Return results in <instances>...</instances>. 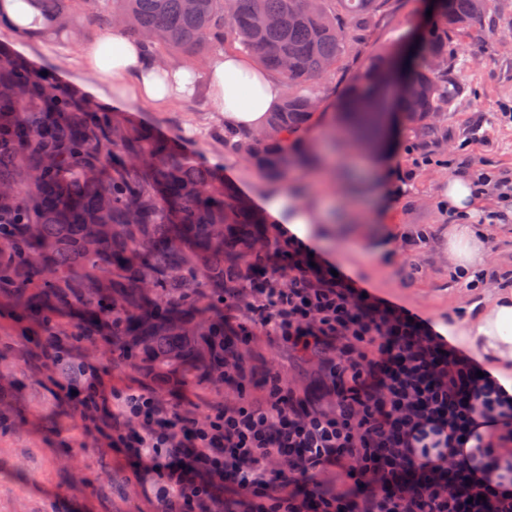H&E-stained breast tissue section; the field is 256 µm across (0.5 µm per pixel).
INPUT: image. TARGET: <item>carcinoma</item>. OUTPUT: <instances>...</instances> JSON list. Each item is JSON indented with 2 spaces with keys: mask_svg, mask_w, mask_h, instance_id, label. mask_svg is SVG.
<instances>
[{
  "mask_svg": "<svg viewBox=\"0 0 512 512\" xmlns=\"http://www.w3.org/2000/svg\"><path fill=\"white\" fill-rule=\"evenodd\" d=\"M350 18L344 26L329 2ZM0 0V24L30 35L77 32L83 22L120 28L149 55L192 62L233 46L278 73L288 92L266 129L224 131V148L266 178L311 166L302 139L319 96L312 81L359 59L388 0ZM495 0H432L417 37L382 46L346 80L348 139L382 115L387 86L401 83V123L438 136L464 93L469 62L457 37ZM268 218L211 169L151 131L79 102L0 51V302L47 337L101 334L115 367L138 366L176 387L224 383L228 277L260 260Z\"/></svg>",
  "mask_w": 512,
  "mask_h": 512,
  "instance_id": "cac0c4a2",
  "label": "carcinoma"
}]
</instances>
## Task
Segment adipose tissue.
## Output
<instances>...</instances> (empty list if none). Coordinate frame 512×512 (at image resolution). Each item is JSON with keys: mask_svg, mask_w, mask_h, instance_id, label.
Wrapping results in <instances>:
<instances>
[{"mask_svg": "<svg viewBox=\"0 0 512 512\" xmlns=\"http://www.w3.org/2000/svg\"><path fill=\"white\" fill-rule=\"evenodd\" d=\"M79 65L85 71L104 73L124 95L157 109L193 95L196 88L192 68L163 70L146 56L138 40L118 31L85 46ZM207 81L214 104L224 114L225 126L249 132L266 124L285 94L281 80L236 52L216 55ZM265 210L274 223L284 225L302 240L314 241L325 232L324 216L318 207L280 197L266 200ZM488 238V231L452 224L442 235V253L452 268L474 271L486 259ZM465 319L462 327L440 326V333L458 337L465 347L485 356L494 376L512 393V289H496L467 304Z\"/></svg>", "mask_w": 512, "mask_h": 512, "instance_id": "ef3b65f1", "label": "adipose tissue"}]
</instances>
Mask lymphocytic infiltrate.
<instances>
[{
  "mask_svg": "<svg viewBox=\"0 0 512 512\" xmlns=\"http://www.w3.org/2000/svg\"><path fill=\"white\" fill-rule=\"evenodd\" d=\"M512 214V173L447 161ZM278 261L224 298V376L255 332L315 360L324 404L271 363L261 401L197 418L142 385L112 390L78 365L73 402L103 414L158 512H512V395L434 320L367 290L314 245L277 231Z\"/></svg>",
  "mask_w": 512,
  "mask_h": 512,
  "instance_id": "f902f5d3",
  "label": "lymphocytic infiltrate"
}]
</instances>
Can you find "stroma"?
<instances>
[{
    "label": "stroma",
    "mask_w": 512,
    "mask_h": 512,
    "mask_svg": "<svg viewBox=\"0 0 512 512\" xmlns=\"http://www.w3.org/2000/svg\"><path fill=\"white\" fill-rule=\"evenodd\" d=\"M426 0H391L376 26L363 37L370 47L401 42L424 25ZM103 31L85 25L74 40L41 39L0 27V48L23 58L35 73H46L59 87L78 90L93 107L115 117L145 125L172 141L180 152L195 156L216 170L225 183L260 207L270 192L304 191L314 202L330 188L311 170L290 172L281 182L264 181L250 162L224 147V117L212 102L207 85V60L195 62L198 90L158 110L150 104L112 93L107 82L85 76L78 67L81 48L103 38ZM462 44L472 59L466 91L444 119L448 138L437 141L421 128H396V155L390 167H402L409 177L401 188L387 186L380 211L362 233L340 231L324 247L333 262L343 265L376 293L416 309L423 316L447 313L451 282L448 264L436 256V234L448 223L443 191L447 169L419 164L421 153L447 156L468 140V156L491 168L512 171V124L501 121L503 106H512V0H496L490 21L475 24ZM321 100L308 135L317 150L338 156L356 173L372 162L351 151L336 110L342 85L324 76L310 85ZM429 238L419 252L400 250L402 239L416 226ZM249 365L237 384L222 390L190 388L164 393V400L184 412L204 415L211 406L234 400L238 387L257 394L256 382L266 362L277 359L293 367L300 384L309 381L306 363L263 334L248 345ZM77 361L93 367L105 387L123 389L140 383L136 369L113 367L103 350L90 343L73 344ZM66 375L55 371L41 355L35 330L0 308V512H156L150 478L135 475L123 449L112 447L102 419L85 416L65 396Z\"/></svg>",
    "instance_id": "obj_1"
}]
</instances>
